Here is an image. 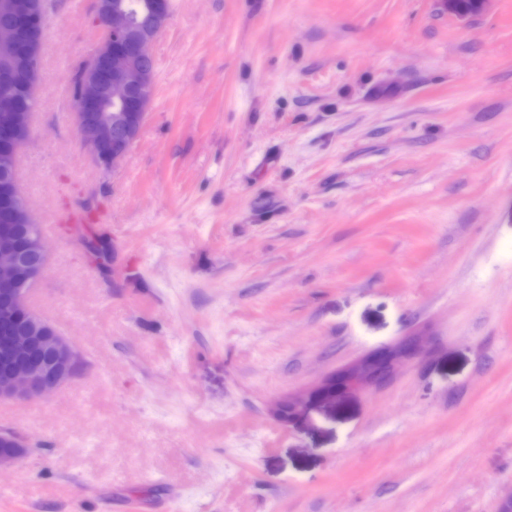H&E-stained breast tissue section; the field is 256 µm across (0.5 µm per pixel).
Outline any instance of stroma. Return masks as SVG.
I'll return each mask as SVG.
<instances>
[{
	"mask_svg": "<svg viewBox=\"0 0 512 512\" xmlns=\"http://www.w3.org/2000/svg\"><path fill=\"white\" fill-rule=\"evenodd\" d=\"M94 0H46L19 190L27 304L79 350L0 400V512H499L512 496V0H171L108 170L69 77ZM100 213L109 268L84 225ZM416 340L382 384L275 402ZM27 452L28 447L17 432L0 427V467L13 465Z\"/></svg>",
	"mask_w": 512,
	"mask_h": 512,
	"instance_id": "stroma-1",
	"label": "stroma"
}]
</instances>
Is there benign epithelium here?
I'll use <instances>...</instances> for the list:
<instances>
[{"label": "benign epithelium", "instance_id": "obj_1", "mask_svg": "<svg viewBox=\"0 0 512 512\" xmlns=\"http://www.w3.org/2000/svg\"><path fill=\"white\" fill-rule=\"evenodd\" d=\"M97 42L81 71L75 96V123L80 142L99 168L108 169L128 152L145 122L154 91L155 74L149 64L151 45L170 16V0H152L138 13L123 0H95ZM44 9L27 11L0 21V61L26 52L32 72L40 67ZM30 136V124L18 118L0 128V139L12 142V152L0 153V194L18 204L25 231L23 249L0 245V324H22L0 336V399L43 397L77 375L80 356L72 343L26 303L29 287L41 276L46 251L40 225L22 204L13 162ZM412 353L405 342L395 349L374 352L327 376L316 387L283 397L273 412L284 423L295 421L313 398L334 399L336 394L388 378L394 363ZM28 447L14 430L0 427V467L26 455Z\"/></svg>", "mask_w": 512, "mask_h": 512}]
</instances>
